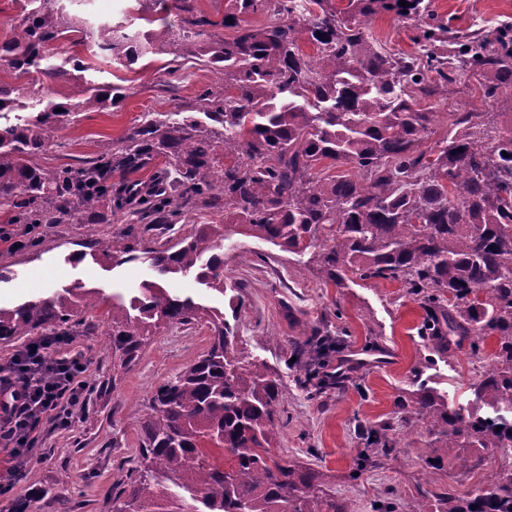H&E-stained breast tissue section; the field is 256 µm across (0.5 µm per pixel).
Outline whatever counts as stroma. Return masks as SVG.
I'll list each match as a JSON object with an SVG mask.
<instances>
[{
  "label": "stroma",
  "instance_id": "1",
  "mask_svg": "<svg viewBox=\"0 0 512 512\" xmlns=\"http://www.w3.org/2000/svg\"><path fill=\"white\" fill-rule=\"evenodd\" d=\"M432 5L464 32L512 24V0H432ZM71 10L96 22L122 21L133 28L143 25L137 0H74ZM416 33L413 21L390 12L376 15L369 29L377 45L391 52H415ZM93 66L101 80L124 79L125 99L114 107L81 113L74 125L50 132L38 163L80 168L100 144L119 139L152 113L181 110L214 81L213 73L201 66L185 70L171 88L162 86L154 62L131 72L108 59H94ZM428 103L435 106L439 117L423 142L427 149L447 134L458 112H493L498 128L512 126V91L489 101L471 78L449 85L447 92L429 98ZM127 229V222L120 220L91 224L80 218L72 224L44 225L31 249L14 250L0 241V267L12 272L10 282L0 283V306L75 285L128 300L139 294L144 283L159 280L168 291L223 312L236 332L238 349L279 371L285 420L282 452L331 470L337 496L349 499L357 512H371L378 499L410 504L417 499L423 481L434 489L452 486L462 496L476 489L473 474L453 465L424 470L423 460L430 453L426 427L400 421L396 400L409 388L414 367L429 350L417 332L425 312L399 283L381 280L339 289L326 283L307 256L242 235L224 243V272L230 282L242 287V306L235 311L228 296L206 288L194 275L160 279L142 259L116 266L85 256L80 263H71V255L82 252L86 244ZM107 328L108 319L99 310L92 321L76 325L73 332L76 345L90 361L86 379L96 388L94 420L77 421L68 430L46 428L47 457L33 458L25 477L19 479L11 476L9 451L0 448V484L10 487L0 495V512H11L14 500L31 483L44 491L36 503L37 512H110L105 492L132 465L139 425L149 412L153 390L204 352L212 337L204 322L160 329L135 364L124 368L112 359ZM315 328L344 339L341 351L327 357L328 371L341 364L358 379L357 384L317 398L300 387L290 363L294 341L303 331ZM370 339L378 345V352H387V360L378 359V352L365 351ZM488 365V358L462 351L452 358H435L426 375L430 386L447 394L452 406L479 413L483 407L468 385ZM384 421L395 424L392 452L378 456L375 466L360 479H352L356 457L364 447L362 428Z\"/></svg>",
  "mask_w": 512,
  "mask_h": 512
}]
</instances>
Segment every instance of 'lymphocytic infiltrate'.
Returning <instances> with one entry per match:
<instances>
[{"mask_svg":"<svg viewBox=\"0 0 512 512\" xmlns=\"http://www.w3.org/2000/svg\"><path fill=\"white\" fill-rule=\"evenodd\" d=\"M87 367L69 336L29 343L0 365V447L11 450L16 471L26 469L42 422L67 429L84 410Z\"/></svg>","mask_w":512,"mask_h":512,"instance_id":"f902f5d3","label":"lymphocytic infiltrate"}]
</instances>
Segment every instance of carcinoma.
<instances>
[{"mask_svg":"<svg viewBox=\"0 0 512 512\" xmlns=\"http://www.w3.org/2000/svg\"><path fill=\"white\" fill-rule=\"evenodd\" d=\"M230 0L220 21L181 0L178 23L131 30L105 24L95 57L129 71L146 57L164 56L160 71L177 78L188 63L208 68L217 82L182 112H159L118 141L105 142L77 169L49 168L32 158L47 134L80 113L124 99L123 87L88 81L87 96L41 103L16 123L0 124V212L9 224H70L90 214L100 224L132 204L130 177L148 168L166 185L133 210L141 233L93 244L102 262L141 257L160 277L190 273L221 294L223 242L238 231L294 254H308L326 281H395L426 313L428 349L481 357L494 344L491 367L469 389L492 417L463 414L428 386L427 363L413 369L412 389L396 406L405 422L429 423L425 467L458 460L471 471L512 448V127L493 133L486 112H459L448 135L421 149L437 113L419 101L461 77H474L484 97L512 90L508 30L452 31L424 0ZM393 12L419 22L415 53H390L369 38L374 16ZM25 17L0 44V59L18 76L39 68L46 48L85 45L89 21L66 0H22ZM263 15L259 27L248 17ZM233 30L230 36L211 28ZM306 39L316 55L300 46ZM92 66L79 56L43 70L54 80ZM23 87L0 83V113L25 106ZM222 151L227 163H217ZM356 168L322 177L319 165ZM222 209L224 223L195 224L172 244L161 238L193 210ZM106 300L64 287L47 297L0 307V341L28 340L47 329L68 335ZM112 357L133 364L162 327L206 321L208 349L151 399L141 424L137 460L106 497L111 512H354L336 497L332 475L281 454L276 369L237 350L224 314L155 282L125 303L108 307ZM315 330L294 350L303 388L322 394L342 388L333 375L303 360ZM389 421L363 429L369 448L389 454ZM406 512H512V473H494L460 498L451 490Z\"/></svg>","mask_w":512,"mask_h":512,"instance_id":"carcinoma-1","label":"carcinoma"}]
</instances>
